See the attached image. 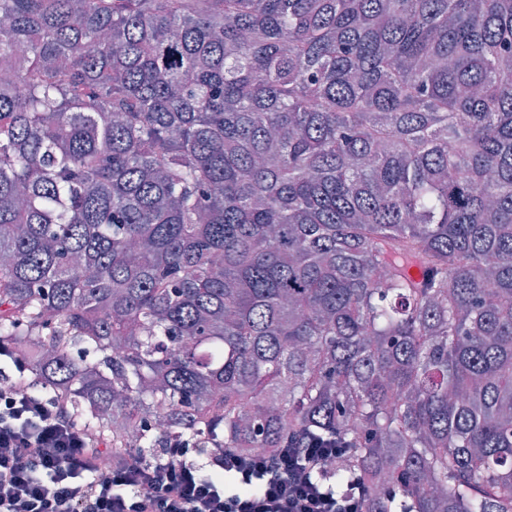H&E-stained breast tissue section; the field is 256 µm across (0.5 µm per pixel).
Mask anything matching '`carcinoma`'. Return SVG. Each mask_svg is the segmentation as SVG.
Segmentation results:
<instances>
[{
	"label": "carcinoma",
	"mask_w": 512,
	"mask_h": 512,
	"mask_svg": "<svg viewBox=\"0 0 512 512\" xmlns=\"http://www.w3.org/2000/svg\"><path fill=\"white\" fill-rule=\"evenodd\" d=\"M23 337L148 457L308 436L365 512H512V0H0Z\"/></svg>",
	"instance_id": "carcinoma-1"
}]
</instances>
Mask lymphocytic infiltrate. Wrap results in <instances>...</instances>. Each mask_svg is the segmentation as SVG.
I'll return each mask as SVG.
<instances>
[{"label":"lymphocytic infiltrate","mask_w":512,"mask_h":512,"mask_svg":"<svg viewBox=\"0 0 512 512\" xmlns=\"http://www.w3.org/2000/svg\"><path fill=\"white\" fill-rule=\"evenodd\" d=\"M26 371V358L1 342L0 512H365L361 483L340 497L315 484L340 451L313 443L213 455L203 468L188 459L186 441L171 438L158 457L125 449L102 470L103 441Z\"/></svg>","instance_id":"obj_1"}]
</instances>
